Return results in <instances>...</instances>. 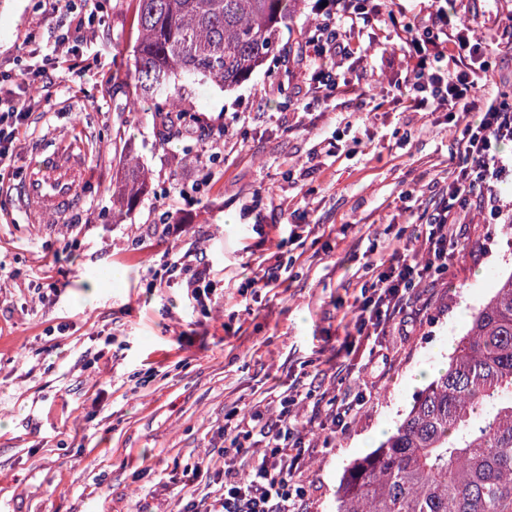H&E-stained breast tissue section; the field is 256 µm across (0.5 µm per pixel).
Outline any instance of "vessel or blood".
<instances>
[{
    "mask_svg": "<svg viewBox=\"0 0 512 512\" xmlns=\"http://www.w3.org/2000/svg\"><path fill=\"white\" fill-rule=\"evenodd\" d=\"M91 181L84 153L60 149L29 162L28 174L17 195L35 221L47 222L73 210Z\"/></svg>",
    "mask_w": 512,
    "mask_h": 512,
    "instance_id": "obj_1",
    "label": "vessel or blood"
}]
</instances>
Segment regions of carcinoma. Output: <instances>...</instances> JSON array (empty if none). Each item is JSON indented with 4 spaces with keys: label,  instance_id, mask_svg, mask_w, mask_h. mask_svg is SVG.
<instances>
[{
    "label": "carcinoma",
    "instance_id": "carcinoma-1",
    "mask_svg": "<svg viewBox=\"0 0 512 512\" xmlns=\"http://www.w3.org/2000/svg\"><path fill=\"white\" fill-rule=\"evenodd\" d=\"M136 35L120 87L150 105L161 139L196 121L185 83L229 89L287 62L283 29L302 0H133ZM152 184L121 168L112 208L123 214ZM336 512H512V272L472 317L447 369L396 430L351 464Z\"/></svg>",
    "mask_w": 512,
    "mask_h": 512
}]
</instances>
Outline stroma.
Masks as SVG:
<instances>
[{
    "label": "stroma",
    "mask_w": 512,
    "mask_h": 512,
    "mask_svg": "<svg viewBox=\"0 0 512 512\" xmlns=\"http://www.w3.org/2000/svg\"><path fill=\"white\" fill-rule=\"evenodd\" d=\"M69 70L48 54L77 15L60 0H0V70L36 72L32 116L10 167L32 152L83 142L95 180L61 221L35 223L0 183V512H183L194 465L196 497L224 481V423L268 392L298 393L315 419L299 477L310 512H335L345 468L379 444L422 391L415 372L458 341L473 313L512 271L502 224L465 217L448 271L416 289L407 328L390 322L375 342L346 341L370 254L418 249L404 194L430 208L448 181L450 128L396 106L402 55L370 47L353 64L364 101L313 100L295 64L313 18L303 0L291 24L292 60L230 90L192 88L184 101L205 127L159 141L150 112L132 111L112 75L135 35L132 12L92 0ZM250 113L240 126L237 113ZM221 165H202V152ZM148 167L153 190L112 215V183L126 155ZM310 178H301L304 168ZM430 178L419 181L422 172ZM180 224V236L161 233ZM206 252L221 279L209 308L188 298L166 263ZM281 268L276 288H251ZM366 407L327 438L333 397Z\"/></svg>",
    "instance_id": "stroma-1"
}]
</instances>
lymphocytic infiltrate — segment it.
<instances>
[{"instance_id":"obj_1","label":"lymphocytic infiltrate","mask_w":512,"mask_h":512,"mask_svg":"<svg viewBox=\"0 0 512 512\" xmlns=\"http://www.w3.org/2000/svg\"><path fill=\"white\" fill-rule=\"evenodd\" d=\"M316 19L304 31L307 48L304 77L316 95L347 92L352 84L343 71L362 42L376 44L389 32L406 60L399 98L414 112L444 113L453 124L459 161L432 211L419 215L417 238L422 254L397 249L389 261L365 264L370 277L357 296L356 336L370 340L406 307L416 288L448 265L458 244L455 230L471 211L499 221L503 215L496 187L512 176V158L498 146L512 141V102L488 91L492 80L487 54L492 20L463 17L456 0H433L429 9L409 13L402 0H318ZM13 83L10 105L0 110V181L20 131L27 126L30 86L27 73H0V86ZM185 272L183 286L198 304L212 292L211 269L203 258L186 252L171 263ZM277 418L259 410L228 415L224 424V482L206 502L188 500L184 512H306L297 482L307 464L304 424L291 408L294 395L278 397Z\"/></svg>"}]
</instances>
